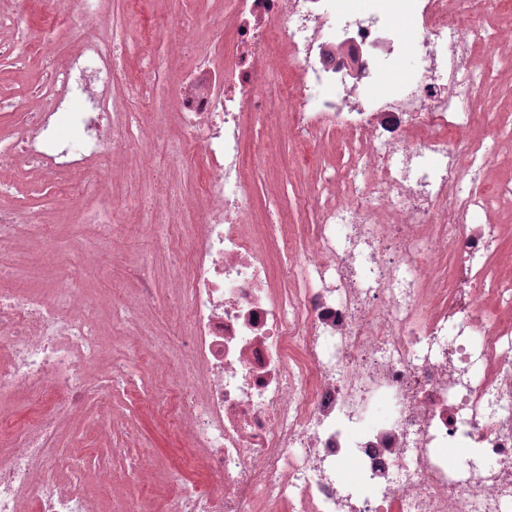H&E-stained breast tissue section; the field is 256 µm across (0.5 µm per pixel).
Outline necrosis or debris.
Listing matches in <instances>:
<instances>
[{
	"label": "necrosis or debris",
	"instance_id": "necrosis-or-debris-1",
	"mask_svg": "<svg viewBox=\"0 0 512 512\" xmlns=\"http://www.w3.org/2000/svg\"><path fill=\"white\" fill-rule=\"evenodd\" d=\"M405 2L410 38L358 0H229L223 70L203 53L181 82L178 141L153 122L167 164L149 168L156 191L136 207L172 264L185 331L169 341L143 328L146 277L121 315L164 353L172 389L194 396L162 411L189 456L157 512H512V278L492 275L503 228L472 223L489 200L464 182L496 150L464 133L490 75L472 52L497 36L452 18L449 0ZM123 39L118 28L84 36L0 144V172L37 162L40 184L67 202L117 179L154 87L116 94ZM408 46L422 60L415 73L395 67ZM276 69L288 79L266 83ZM387 73L393 90L374 93ZM73 100L87 106L74 143L57 133ZM279 111L298 143L332 128L349 148L339 181L311 198L318 221L300 241L250 222L244 124ZM198 158L206 217L186 224L173 175ZM29 244L50 246L46 225L24 205L0 206L11 259L0 271V512H100L83 484L58 477L55 441L63 415L107 402L131 362L88 374L105 343L69 285L87 240L75 239L47 291L16 282ZM15 394L33 406L22 423Z\"/></svg>",
	"mask_w": 512,
	"mask_h": 512
}]
</instances>
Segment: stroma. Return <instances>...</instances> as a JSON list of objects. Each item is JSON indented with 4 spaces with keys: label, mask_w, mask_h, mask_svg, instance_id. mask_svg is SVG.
Here are the masks:
<instances>
[{
    "label": "stroma",
    "mask_w": 512,
    "mask_h": 512,
    "mask_svg": "<svg viewBox=\"0 0 512 512\" xmlns=\"http://www.w3.org/2000/svg\"><path fill=\"white\" fill-rule=\"evenodd\" d=\"M225 0H104L103 9L93 21L96 33L110 34L113 26H124L127 42L119 52L124 59L126 79L134 83L142 77V63L157 60L162 73L157 79L151 98L154 111L173 112L180 81L185 78L201 51H214L231 38L230 26L224 25ZM25 25L22 32H4L0 37L14 44L11 57L0 60V100L24 102L30 100L37 87L47 78L42 57L49 54L55 65L64 64L77 49L75 32L79 19L53 24V16L73 10L72 0H14ZM173 20L188 18L195 25L186 37L146 39L152 17ZM477 67L492 66L495 78L483 85L472 102L479 116L470 128V138L479 139L494 134L498 141L495 155L480 177V186L492 191L499 183L512 182V38L493 46H478L473 53ZM279 141L275 158L258 156L256 149L263 140ZM152 131H144L140 151L116 158L115 164L126 172V179L113 182L105 193L111 203L119 204L123 220L136 230L134 236H121L109 243L105 255L106 273L77 269L72 277L75 284L110 295L139 285V278L129 263L133 254H148L153 242L138 231L139 217L130 207L135 194L150 191L151 184L136 179L143 158L166 163L167 158L155 152ZM244 150L253 170V204L258 213H271L295 229L312 223V212L301 207L302 199L315 195L322 181L337 177L348 159V148L338 133L317 135L309 147H301L281 136L276 124H254L246 138ZM150 276L156 285L152 304L143 306L144 319L152 322L161 333H177L179 321L167 314L166 296L172 280L164 260L151 265ZM167 377L163 366L152 371L142 367L129 370L113 390L109 405L88 403L81 413L65 419L57 441L65 478L87 481L99 500L103 512H109L112 486L107 473L134 471L148 465L155 456L178 458L185 443L168 425L142 411L143 402L163 392Z\"/></svg>",
    "instance_id": "35a3bbf8"
}]
</instances>
